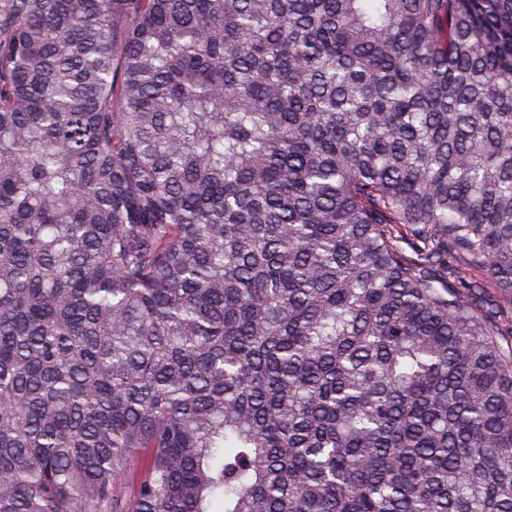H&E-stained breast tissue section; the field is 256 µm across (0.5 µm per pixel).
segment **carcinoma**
I'll return each mask as SVG.
<instances>
[{"label": "carcinoma", "mask_w": 512, "mask_h": 512, "mask_svg": "<svg viewBox=\"0 0 512 512\" xmlns=\"http://www.w3.org/2000/svg\"><path fill=\"white\" fill-rule=\"evenodd\" d=\"M497 299L512 0H0V512H512Z\"/></svg>", "instance_id": "1"}]
</instances>
